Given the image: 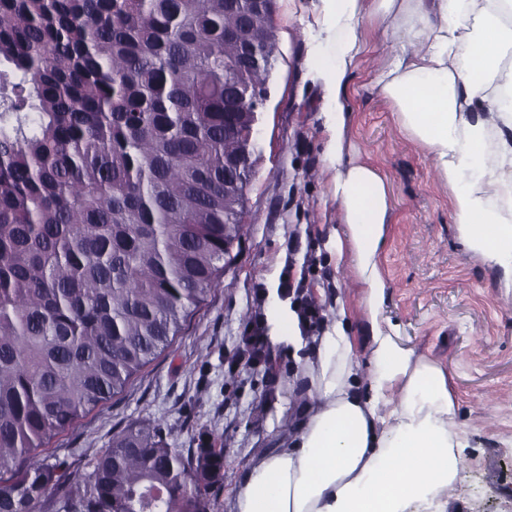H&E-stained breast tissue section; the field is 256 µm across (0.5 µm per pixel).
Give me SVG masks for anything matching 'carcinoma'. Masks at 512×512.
<instances>
[{"mask_svg": "<svg viewBox=\"0 0 512 512\" xmlns=\"http://www.w3.org/2000/svg\"><path fill=\"white\" fill-rule=\"evenodd\" d=\"M252 0H0V512H214L224 447L129 427L78 472L35 454L170 349L243 234ZM260 62L240 65L246 36Z\"/></svg>", "mask_w": 512, "mask_h": 512, "instance_id": "obj_1", "label": "carcinoma"}]
</instances>
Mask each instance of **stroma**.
I'll use <instances>...</instances> for the list:
<instances>
[{
  "mask_svg": "<svg viewBox=\"0 0 512 512\" xmlns=\"http://www.w3.org/2000/svg\"><path fill=\"white\" fill-rule=\"evenodd\" d=\"M307 4L276 0L279 54L260 110L256 173L233 269L171 353L57 438L52 449L71 467H83L132 426L160 429L173 448L220 444L224 483L216 512H227L248 458L275 447L303 400L288 387L293 362L283 350L269 347L276 368L269 377L247 369L241 357L245 337L266 324L286 272L303 275L323 318H336L339 304L350 308L358 358L366 360L370 333L358 313L355 274L334 256L337 203L322 154L320 89L309 73ZM363 32L370 49L355 70L350 101L355 149L380 168L390 189L383 317L406 346L448 372L458 398L465 464L447 512H512V289L470 252L430 153L403 134L376 96L372 77L388 46L371 27Z\"/></svg>",
  "mask_w": 512,
  "mask_h": 512,
  "instance_id": "obj_1",
  "label": "stroma"
}]
</instances>
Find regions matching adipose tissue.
<instances>
[{"label": "adipose tissue", "mask_w": 512, "mask_h": 512, "mask_svg": "<svg viewBox=\"0 0 512 512\" xmlns=\"http://www.w3.org/2000/svg\"><path fill=\"white\" fill-rule=\"evenodd\" d=\"M310 52L321 96L323 156L370 327L361 378L346 317L308 349L291 303L267 322L287 347L305 399L277 447L255 453L228 512H446L465 446L447 372L416 356L383 317L380 252L389 187L350 153L348 88L365 50L360 27L392 37L374 78L379 98L435 159L451 216L469 248L512 281V0H310Z\"/></svg>", "instance_id": "adipose-tissue-1"}]
</instances>
